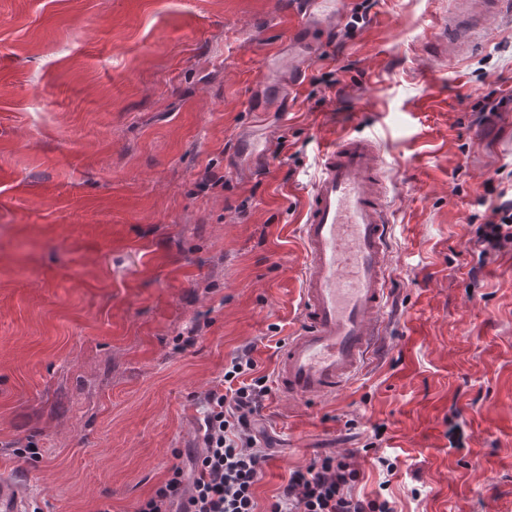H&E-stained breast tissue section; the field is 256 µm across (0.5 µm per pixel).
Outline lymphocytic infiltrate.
Here are the masks:
<instances>
[{
  "instance_id": "f902f5d3",
  "label": "lymphocytic infiltrate",
  "mask_w": 512,
  "mask_h": 512,
  "mask_svg": "<svg viewBox=\"0 0 512 512\" xmlns=\"http://www.w3.org/2000/svg\"><path fill=\"white\" fill-rule=\"evenodd\" d=\"M482 255L512 245V199L494 206L479 228ZM250 352L232 358L224 369L223 391L205 398L203 449L191 473L173 467L169 478L137 512H259L255 496L267 459L251 434L252 417L271 391L269 378L256 375ZM358 471L347 458L325 457L292 471L270 512H395L387 500L364 501L350 492Z\"/></svg>"
}]
</instances>
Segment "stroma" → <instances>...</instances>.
Instances as JSON below:
<instances>
[{
    "label": "stroma",
    "mask_w": 512,
    "mask_h": 512,
    "mask_svg": "<svg viewBox=\"0 0 512 512\" xmlns=\"http://www.w3.org/2000/svg\"><path fill=\"white\" fill-rule=\"evenodd\" d=\"M292 2L0 0V474L35 512H136L202 451L230 360L273 375L306 197L346 135L386 162V333L340 394L266 397L262 512L328 455L397 512H512V247L480 258L471 222L487 186L512 195V22L432 58L451 0H376L351 34L361 0H341L312 58L284 36ZM281 57L307 70L288 112L250 111Z\"/></svg>",
    "instance_id": "stroma-1"
}]
</instances>
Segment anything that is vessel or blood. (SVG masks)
<instances>
[{
	"instance_id": "b4317fda",
	"label": "vessel or blood",
	"mask_w": 512,
	"mask_h": 512,
	"mask_svg": "<svg viewBox=\"0 0 512 512\" xmlns=\"http://www.w3.org/2000/svg\"><path fill=\"white\" fill-rule=\"evenodd\" d=\"M512 17V0H455L453 24ZM297 32L319 47L321 26L310 6L296 13ZM385 168L376 140L347 136L326 146L300 226L306 256L299 326L284 343L275 370L288 398L332 396L359 374L389 302L392 226ZM24 484L0 477V512H31Z\"/></svg>"
}]
</instances>
